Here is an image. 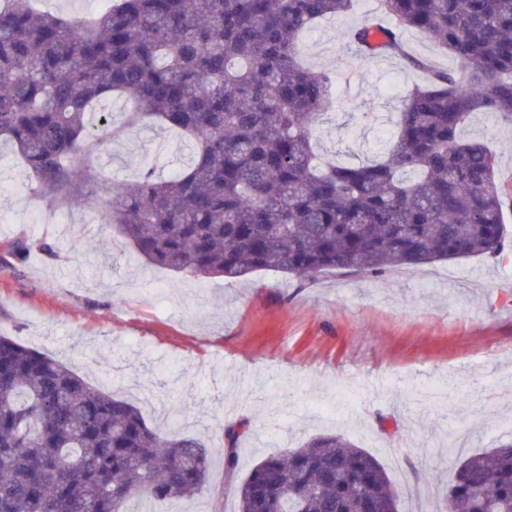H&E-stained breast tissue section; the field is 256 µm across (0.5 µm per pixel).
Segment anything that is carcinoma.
Here are the masks:
<instances>
[{"label": "carcinoma", "mask_w": 512, "mask_h": 512, "mask_svg": "<svg viewBox=\"0 0 512 512\" xmlns=\"http://www.w3.org/2000/svg\"><path fill=\"white\" fill-rule=\"evenodd\" d=\"M0 5V141L22 159L50 210L96 204L149 263L197 277L256 271L316 282L327 271L377 275L459 258H498L512 233V184L462 127L482 112L512 126V0H379L353 50L398 57L430 75L409 87L375 158L322 163L313 131L336 95L302 63L301 38L356 0H104L89 19ZM420 33L457 63L432 68L408 50ZM119 94L126 127L158 123L191 154L167 177L144 171L106 199L91 154L117 137L100 110ZM55 259L45 239L8 253ZM224 491L237 512H400L370 452L340 434L270 456L237 478L238 427L222 432ZM210 482V450L162 435L140 409L62 361L0 334V512H128L192 498ZM444 512H512V440L458 466Z\"/></svg>", "instance_id": "cac0c4a2"}]
</instances>
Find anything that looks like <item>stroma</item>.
I'll use <instances>...</instances> for the list:
<instances>
[{
  "label": "stroma",
  "mask_w": 512,
  "mask_h": 512,
  "mask_svg": "<svg viewBox=\"0 0 512 512\" xmlns=\"http://www.w3.org/2000/svg\"><path fill=\"white\" fill-rule=\"evenodd\" d=\"M375 7L357 0L303 43L307 64L336 83L338 105L314 138L329 156L352 149L356 163L421 79L401 60L348 47L349 29ZM464 134L487 143L512 181V131L478 113ZM187 157L182 135L145 126L104 144L94 165L107 195L147 169L170 174ZM88 211L47 210L10 146H0V334L135 404L150 425L206 441L210 488L172 501L175 512H236L218 435L241 422L238 475L336 433L380 461L403 493L402 512L411 489L423 512H443L461 460L512 438V242L498 260L377 276L330 271L315 283L259 271L235 282L147 265ZM20 234L57 244L60 258L15 262L5 246ZM102 239L111 254L97 248ZM187 399L195 410L185 415Z\"/></svg>",
  "instance_id": "1"
}]
</instances>
